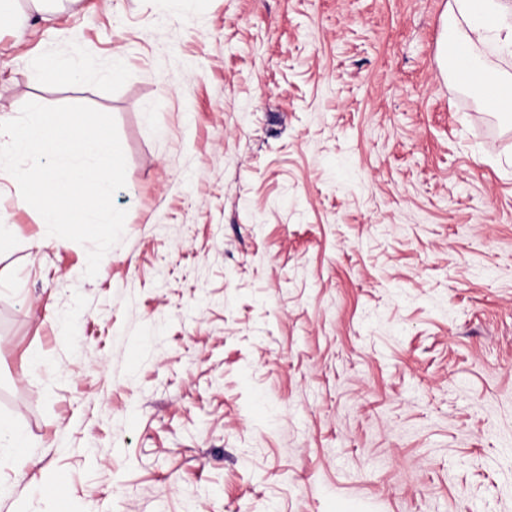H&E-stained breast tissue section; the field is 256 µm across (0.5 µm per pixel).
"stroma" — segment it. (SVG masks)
<instances>
[{
  "mask_svg": "<svg viewBox=\"0 0 512 512\" xmlns=\"http://www.w3.org/2000/svg\"><path fill=\"white\" fill-rule=\"evenodd\" d=\"M446 0H0V116L112 115L120 242L0 179V512H512V114ZM79 55L74 75L47 60ZM0 447L9 448L11 453L18 458H25L28 440L21 431L12 428L1 420Z\"/></svg>",
  "mask_w": 512,
  "mask_h": 512,
  "instance_id": "stroma-1",
  "label": "stroma"
}]
</instances>
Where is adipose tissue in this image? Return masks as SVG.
<instances>
[{
    "mask_svg": "<svg viewBox=\"0 0 512 512\" xmlns=\"http://www.w3.org/2000/svg\"><path fill=\"white\" fill-rule=\"evenodd\" d=\"M456 25L453 41L462 53L483 46L512 56V0H448Z\"/></svg>",
    "mask_w": 512,
    "mask_h": 512,
    "instance_id": "adipose-tissue-1",
    "label": "adipose tissue"
}]
</instances>
